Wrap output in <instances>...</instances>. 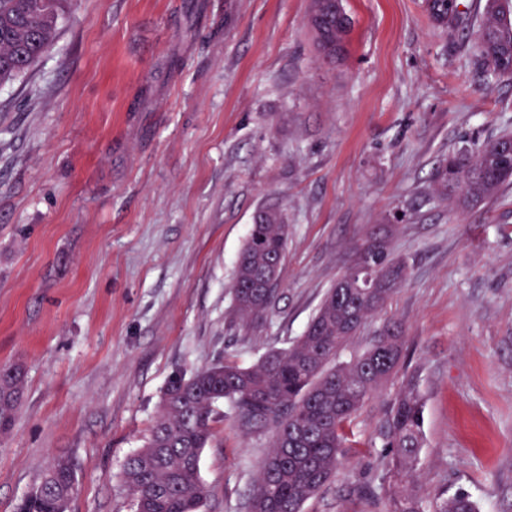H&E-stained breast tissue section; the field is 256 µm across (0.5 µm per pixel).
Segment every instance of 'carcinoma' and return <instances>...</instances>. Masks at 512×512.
Segmentation results:
<instances>
[{
    "instance_id": "obj_1",
    "label": "carcinoma",
    "mask_w": 512,
    "mask_h": 512,
    "mask_svg": "<svg viewBox=\"0 0 512 512\" xmlns=\"http://www.w3.org/2000/svg\"><path fill=\"white\" fill-rule=\"evenodd\" d=\"M70 0H0V82L27 71L53 45L61 12ZM432 18L453 31L470 27L458 0H426ZM310 27L322 58L346 52L352 21L341 0H311ZM475 62L487 77L512 74V0H485ZM436 190L460 208L492 197L512 180V134L480 148L465 144L436 169ZM389 229L373 230L355 265L327 290L303 334L273 347L251 366L226 358L190 377L174 375L142 448L124 465L135 512H199L207 491L200 476L203 449L221 420L224 402L248 429L269 427L273 441L248 495L249 512H303L307 500L336 478L347 454V432L362 405L397 373L401 323L383 325L360 355L340 353L366 321L405 282L407 264L390 257ZM288 225L281 212L260 211L239 254L231 288L229 327L264 321L278 292ZM25 371L0 366V433L10 430L20 406ZM423 410L414 387L398 394L382 433L391 452L383 463L398 482L415 467L422 448ZM71 462L55 459L28 494L20 512H62L70 505ZM389 512H478L466 492L425 505L414 491H396Z\"/></svg>"
}]
</instances>
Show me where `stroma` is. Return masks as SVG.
Masks as SVG:
<instances>
[{
    "label": "stroma",
    "instance_id": "1",
    "mask_svg": "<svg viewBox=\"0 0 512 512\" xmlns=\"http://www.w3.org/2000/svg\"><path fill=\"white\" fill-rule=\"evenodd\" d=\"M343 6L347 54L329 63L310 0H76L49 51L0 84V365L26 371L0 436V512L59 457L70 512H134L123 464L170 377L301 335L384 224L408 277L346 351L396 320L402 364L304 512H387L381 425L410 385L424 433L411 488L512 512V183L468 210L434 190L439 160L512 132V77L487 79L474 38L425 0ZM278 208L276 300L254 331L229 330L239 253ZM272 438L216 423L202 512H247Z\"/></svg>",
    "mask_w": 512,
    "mask_h": 512
}]
</instances>
